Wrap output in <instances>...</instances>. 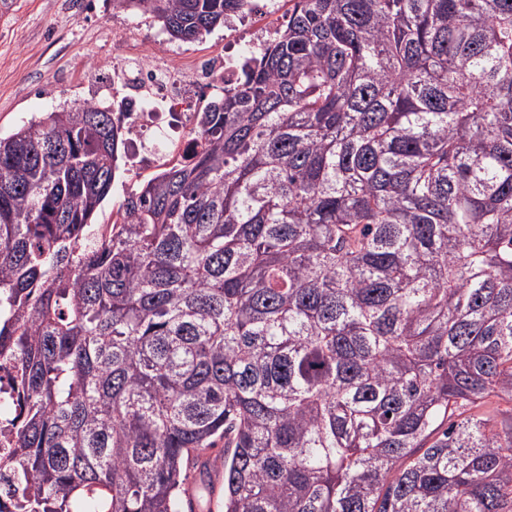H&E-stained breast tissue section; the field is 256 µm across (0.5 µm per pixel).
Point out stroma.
<instances>
[{
  "label": "stroma",
  "instance_id": "1",
  "mask_svg": "<svg viewBox=\"0 0 512 512\" xmlns=\"http://www.w3.org/2000/svg\"><path fill=\"white\" fill-rule=\"evenodd\" d=\"M168 50L196 62L222 54L224 31L182 43L112 0H13L0 10V135L60 104L111 97L114 69L135 75V56Z\"/></svg>",
  "mask_w": 512,
  "mask_h": 512
}]
</instances>
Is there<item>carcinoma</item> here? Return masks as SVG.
<instances>
[{
  "instance_id": "obj_1",
  "label": "carcinoma",
  "mask_w": 512,
  "mask_h": 512,
  "mask_svg": "<svg viewBox=\"0 0 512 512\" xmlns=\"http://www.w3.org/2000/svg\"><path fill=\"white\" fill-rule=\"evenodd\" d=\"M292 2L110 224L112 105L0 136V512H183L220 442L221 512H512V0ZM18 370L17 360L11 355L0 354V456L4 457L13 452L14 433L9 422L8 406L2 405L11 400L9 393L15 381Z\"/></svg>"
}]
</instances>
